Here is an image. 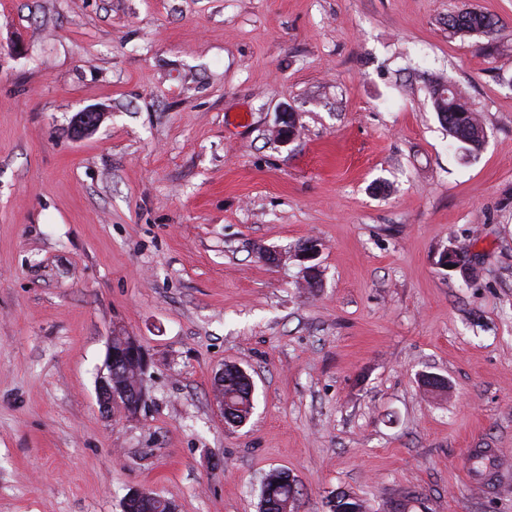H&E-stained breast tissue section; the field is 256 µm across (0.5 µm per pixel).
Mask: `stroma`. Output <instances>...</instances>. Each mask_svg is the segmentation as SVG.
<instances>
[{"label":"stroma","mask_w":512,"mask_h":512,"mask_svg":"<svg viewBox=\"0 0 512 512\" xmlns=\"http://www.w3.org/2000/svg\"><path fill=\"white\" fill-rule=\"evenodd\" d=\"M466 8L501 33L450 38ZM118 330L149 357L133 417L97 400ZM272 469L294 512H512V0H0V512H258ZM431 88L434 111L448 135L466 150L478 151L485 138L484 127L468 106L462 91L449 78L436 82ZM321 251V245L317 240L311 239L295 254L296 259L300 262L304 283L306 280L316 285L319 278V267L313 262L318 258ZM247 374L236 363H227L214 380L215 400L224 412V422L232 428L247 422L253 410L254 384ZM127 498L123 504L124 512H176L177 506L172 501L152 492Z\"/></svg>","instance_id":"35a3bbf8"}]
</instances>
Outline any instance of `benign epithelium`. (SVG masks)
Segmentation results:
<instances>
[{"instance_id":"1","label":"benign epithelium","mask_w":512,"mask_h":512,"mask_svg":"<svg viewBox=\"0 0 512 512\" xmlns=\"http://www.w3.org/2000/svg\"><path fill=\"white\" fill-rule=\"evenodd\" d=\"M99 109L88 107L77 116L74 131L83 136L94 131L99 121ZM296 132V117L293 112L285 108L279 115V127L276 130L277 138L287 143L291 141ZM321 251L318 241L311 239L295 254L302 267L303 277L315 285L319 278V267L314 264ZM149 360L145 349L135 336H128L117 348L108 347L104 368L106 374L100 377L97 387L99 405L103 412H112V405L123 401V412H139L143 406L144 396L140 393V371L148 368Z\"/></svg>"}]
</instances>
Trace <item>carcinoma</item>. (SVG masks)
Masks as SVG:
<instances>
[{
    "mask_svg": "<svg viewBox=\"0 0 512 512\" xmlns=\"http://www.w3.org/2000/svg\"><path fill=\"white\" fill-rule=\"evenodd\" d=\"M448 32L452 35L501 32L499 20L492 14L470 10L448 16ZM431 98L434 111L448 135L470 152L480 149L485 138L483 125L467 103L462 91L450 79L432 85ZM251 375L244 374L236 364L224 365V422L235 427L250 418L253 410ZM297 484L289 480L286 472L272 470L262 480L260 512H285L297 500ZM123 512H177L172 501L154 493L127 498ZM330 512H365L363 502L345 492L330 500Z\"/></svg>",
    "mask_w": 512,
    "mask_h": 512,
    "instance_id": "carcinoma-1",
    "label": "carcinoma"
}]
</instances>
